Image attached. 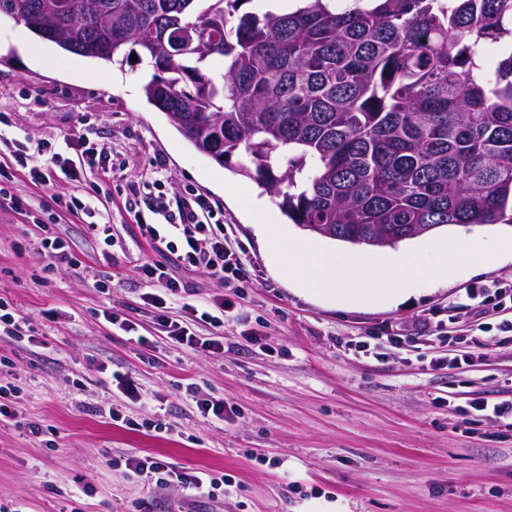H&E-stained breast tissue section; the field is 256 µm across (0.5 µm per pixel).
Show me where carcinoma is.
<instances>
[{"label": "carcinoma", "instance_id": "1", "mask_svg": "<svg viewBox=\"0 0 512 512\" xmlns=\"http://www.w3.org/2000/svg\"><path fill=\"white\" fill-rule=\"evenodd\" d=\"M23 2L39 37L84 31L69 52L148 60L147 102L197 149L245 151L244 171L312 233L394 247L512 223V0H296L242 15L245 0H65V15Z\"/></svg>", "mask_w": 512, "mask_h": 512}]
</instances>
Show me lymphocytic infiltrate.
Wrapping results in <instances>:
<instances>
[{
    "instance_id": "lymphocytic-infiltrate-1",
    "label": "lymphocytic infiltrate",
    "mask_w": 512,
    "mask_h": 512,
    "mask_svg": "<svg viewBox=\"0 0 512 512\" xmlns=\"http://www.w3.org/2000/svg\"><path fill=\"white\" fill-rule=\"evenodd\" d=\"M65 151H57L52 142L38 144L36 154L15 138L0 133V145L13 153L15 171L0 170V177L11 179L19 171L37 185H47L53 172H61L72 184H80L90 170L111 173V154L89 140L66 139ZM144 237L154 246L166 250L187 269L202 271L224 285L218 297L199 300L191 297L187 286L169 276L165 266L150 261L141 266L146 283L157 285L144 301L154 311L160 332L172 343L200 348L213 354L224 351V327L232 312L240 285L248 278L244 251L236 243L220 211L196 194L176 195L174 203L149 204L147 212H135ZM209 326V336L196 332L197 326ZM114 468H125L153 489L177 483L189 502L200 499L218 501L233 480L228 474H215L199 468L178 466L150 454L127 453L112 459Z\"/></svg>"
}]
</instances>
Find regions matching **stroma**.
I'll use <instances>...</instances> for the list:
<instances>
[{
  "label": "stroma",
  "instance_id": "obj_1",
  "mask_svg": "<svg viewBox=\"0 0 512 512\" xmlns=\"http://www.w3.org/2000/svg\"><path fill=\"white\" fill-rule=\"evenodd\" d=\"M152 75L147 62L93 64L0 19V113L9 136L31 149L83 136L110 147L118 162L112 174H89L78 187L59 172L45 186L20 174L6 185L0 298L31 332L0 335V383L21 395L19 424L0 426V504L69 512V492L89 483L96 492L86 512H172L184 502L179 488L146 493L135 476L108 464L137 452L233 476L223 501H198L194 512H512V418L491 410L512 403V337L494 327L496 297L467 294L477 284L512 286V253L390 306H335L304 295L218 180L273 206L277 198L245 174V153L219 163L150 105L143 87ZM155 178L219 206L244 249L250 280L225 325L223 353L156 335L141 262L168 264L203 297L224 287L172 264L126 212V203L145 201L137 185ZM54 193L89 200L92 210L63 215L47 203ZM101 224L112 227L111 247L102 244ZM47 234L69 242L77 270L48 268L39 247ZM107 309L156 337L155 347L138 346L106 322ZM447 322L459 336L455 350L479 353L474 365H436L442 346L386 342L378 358L354 349L384 328L417 336ZM96 361L134 377L162 407L129 401L93 370ZM180 382L223 399L224 420L201 416L176 395ZM477 398L489 409L474 410ZM112 407L142 429L113 424ZM155 421L163 430L152 429ZM30 422L49 428L54 448L28 433Z\"/></svg>",
  "mask_w": 512,
  "mask_h": 512
}]
</instances>
